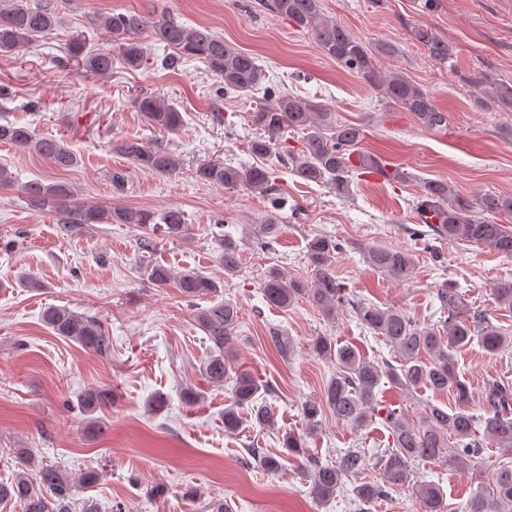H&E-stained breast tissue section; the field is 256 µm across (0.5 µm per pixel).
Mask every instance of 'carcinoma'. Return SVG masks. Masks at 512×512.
<instances>
[{
  "instance_id": "obj_1",
  "label": "carcinoma",
  "mask_w": 512,
  "mask_h": 512,
  "mask_svg": "<svg viewBox=\"0 0 512 512\" xmlns=\"http://www.w3.org/2000/svg\"><path fill=\"white\" fill-rule=\"evenodd\" d=\"M269 7L298 30L311 35L325 55L377 90L388 106L410 113L426 129L448 127L447 113L436 106L427 90L401 72L385 74L374 65L376 55L398 54L396 44L381 41L367 45L342 24L326 18L322 0H271ZM59 24L60 16L51 0L33 5L27 0H0V53H9ZM91 24L104 30L118 48L116 56L107 51L93 52L87 50L86 41L71 39L67 44L68 56L77 59L92 74L107 75L117 64L129 70L146 64L148 54L139 35L149 28L154 40L174 52L165 60L166 66L174 68L188 58L195 59L207 64L209 70L223 80L226 93L247 94L264 89L268 101L252 114L253 125L263 134L249 142V149L257 157L286 162L289 172L306 183H326L337 195L344 196L350 192L351 174L355 170L375 172L387 180L405 179L403 171L388 167L380 156L362 150L363 126L338 122L321 104L277 90L251 55L224 41V37L208 26L187 28L171 18L151 21L134 12L95 15ZM412 37L430 61L441 67L453 63L456 47L431 27L414 28ZM469 82L489 94L500 109L512 111V84L480 71L471 74ZM135 106L158 131L174 133L183 124L182 112L159 96L139 97ZM288 133L302 135L301 149L283 148V138ZM0 143L34 152L48 159L58 170L66 171L78 164V157L68 144L55 138L39 137L26 125L0 124ZM112 149L137 169L151 174L170 176L183 165L177 154L141 139L117 142ZM271 175V168L265 164L234 167L221 161L201 163L194 172L196 180L203 184H220L263 194L275 191ZM23 193L31 207L41 210L73 201L77 195L65 182L45 184L41 181L26 183ZM416 210L422 223L448 240L482 244L504 258H512V225L507 223L512 219L511 196L493 191L462 195L451 190L448 181L431 179L422 183ZM63 214L65 230L87 224H132L147 232L160 231L168 239H185L189 235L185 212L176 207L155 212L76 203L64 208ZM337 249L336 242L326 236H316L308 242L313 265L309 280L290 277L278 268L269 270L261 282L266 303L286 309L305 300L325 318H334L336 304L341 299V287L332 270ZM365 258L373 269L400 281L408 280L416 267L411 253L393 247H371ZM220 261L228 274L238 272L241 266V249L229 237L223 239ZM147 275L158 286L174 285L185 298L216 296L220 292L215 280L195 270L176 273L165 266L153 265L147 268ZM438 298L442 308L448 310V317L439 328H422L400 309L351 302L361 324L393 348L399 358L397 366L386 359L370 361L355 346H337L328 336H313L308 341L310 353L336 362V375L319 398L303 403V418L313 425L317 417L328 410L337 420L359 428L381 420L392 436V443L375 458L376 479L360 481L367 467L362 448H348L340 452L336 460L323 463L306 454L302 439L296 434L280 433L276 411L260 402L263 386L246 371L231 373L230 361L234 354L229 342L240 310L235 302L226 299L199 308L194 314L195 325L204 334L203 341L208 343L202 365L204 376L214 387L230 384L231 404L224 408V433L236 435L249 423L262 431L282 434L284 456L304 457L301 469L310 483L313 497L320 502L328 501L345 491L346 483L350 482L358 512H370L369 506L387 497L394 487L410 483L412 468L419 462L455 468L489 446L512 454V384L498 379L486 381L482 413L475 414L467 409L472 391L459 372L455 356L456 351L470 345L475 338L485 353H502L512 345V336L472 310L466 295L459 289H443ZM42 320L57 336L102 356L111 354L112 337L95 316L50 304L44 307ZM384 376L407 392L423 387L439 393L449 392L459 407L449 412L429 404L414 421L400 408L379 406L376 389ZM109 398V392L89 387L78 393L77 407L91 416ZM246 452L267 471L275 473L283 468L277 458L260 448L251 447ZM17 456L18 471L10 482L0 483V502H14L20 512H73L76 492L99 484L104 477L103 471L94 468L72 476L59 466L44 463L30 448L17 449ZM415 498L418 512H446L443 493L435 484L418 485ZM505 505L512 506V468L508 467L497 471L491 489L473 492L462 512H498V508Z\"/></svg>"
}]
</instances>
